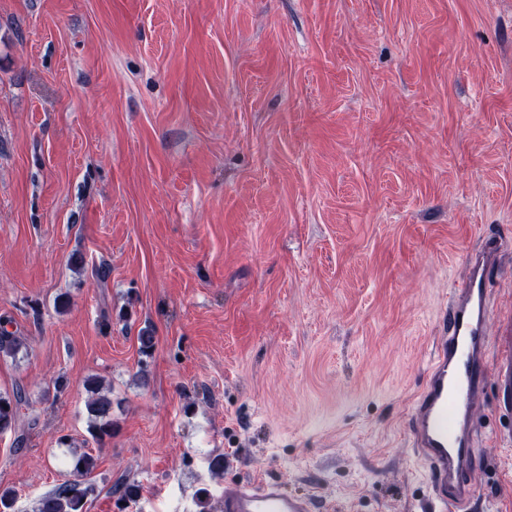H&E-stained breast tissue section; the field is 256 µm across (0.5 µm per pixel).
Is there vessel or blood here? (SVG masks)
Instances as JSON below:
<instances>
[{
    "mask_svg": "<svg viewBox=\"0 0 512 512\" xmlns=\"http://www.w3.org/2000/svg\"><path fill=\"white\" fill-rule=\"evenodd\" d=\"M495 250L486 246L468 259L469 274L448 303L424 383L408 415L411 446L425 467L428 512H471L476 418L485 381L493 379L496 405L512 415V319L494 318L487 304ZM223 512H321L311 494L289 491L264 478L225 485Z\"/></svg>",
    "mask_w": 512,
    "mask_h": 512,
    "instance_id": "b4317fda",
    "label": "vessel or blood"
}]
</instances>
